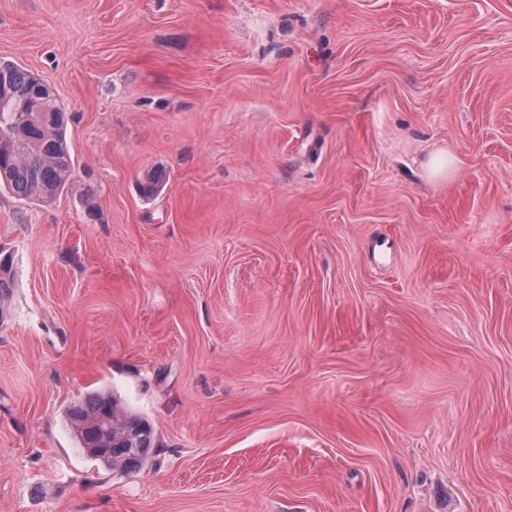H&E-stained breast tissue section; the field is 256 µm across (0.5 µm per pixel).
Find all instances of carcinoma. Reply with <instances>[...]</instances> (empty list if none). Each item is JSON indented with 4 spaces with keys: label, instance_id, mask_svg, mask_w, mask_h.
I'll list each match as a JSON object with an SVG mask.
<instances>
[{
    "label": "carcinoma",
    "instance_id": "cac0c4a2",
    "mask_svg": "<svg viewBox=\"0 0 512 512\" xmlns=\"http://www.w3.org/2000/svg\"><path fill=\"white\" fill-rule=\"evenodd\" d=\"M34 76L9 65L8 81H0V98L22 101L35 91ZM67 113L57 99L46 101L43 111L24 124L12 150H0V188L20 199L48 203L70 183L74 160L65 138ZM10 263L0 259V319L11 294ZM71 427L82 448L98 449L94 459L112 469L139 468L154 447L150 423L119 408L108 394L89 393L69 411Z\"/></svg>",
    "mask_w": 512,
    "mask_h": 512
}]
</instances>
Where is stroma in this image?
<instances>
[{
    "mask_svg": "<svg viewBox=\"0 0 512 512\" xmlns=\"http://www.w3.org/2000/svg\"><path fill=\"white\" fill-rule=\"evenodd\" d=\"M1 61L74 170L0 189V512H512V0H0ZM69 419L83 450L101 448L91 457L112 469L136 470L155 447L150 423L119 408L108 394H87L70 409Z\"/></svg>",
    "mask_w": 512,
    "mask_h": 512,
    "instance_id": "1",
    "label": "stroma"
}]
</instances>
